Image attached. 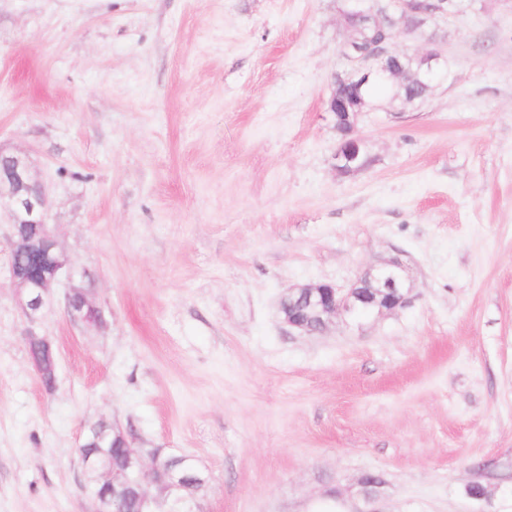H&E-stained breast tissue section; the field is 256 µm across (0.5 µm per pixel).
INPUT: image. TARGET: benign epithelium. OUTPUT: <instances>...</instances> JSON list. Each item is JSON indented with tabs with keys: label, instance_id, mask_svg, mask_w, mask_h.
Here are the masks:
<instances>
[{
	"label": "benign epithelium",
	"instance_id": "1",
	"mask_svg": "<svg viewBox=\"0 0 512 512\" xmlns=\"http://www.w3.org/2000/svg\"><path fill=\"white\" fill-rule=\"evenodd\" d=\"M353 11L366 18L375 27L389 23L391 15L410 14L414 22L402 31L420 34L431 19L455 12L463 0H434L427 9L417 7V0H351ZM439 54L428 51L411 57L391 51L390 42L382 41L371 53L349 56V70L333 76L335 83H351L362 88L372 79L393 83L401 77L415 80L429 89L438 75ZM327 111L339 121L355 126L362 110L355 109L346 100L331 91L326 101ZM364 141L353 138L338 144L333 155L334 167L342 173L366 168ZM0 213L7 216L10 234L7 247L10 256V279L16 288L17 300L28 320L36 322L50 298V290L60 279L69 282L66 295L68 313L76 323L99 329L105 325L102 308L86 298L83 288L86 279L94 278L87 268H77L69 254L60 246L51 208L43 184L35 177L29 156L22 152L5 155L0 152ZM410 293L407 266L391 258L370 267L346 290L331 283L318 282L291 288L288 297L294 306L284 313L289 327L304 334L323 332L332 318L341 316L355 321L364 320L384 311L404 306ZM143 471L108 473L107 482L112 493L128 492L137 498L138 512H154L153 499L143 486ZM374 478L363 475L358 486L362 506L353 512H378V496L362 490L366 481Z\"/></svg>",
	"mask_w": 512,
	"mask_h": 512
}]
</instances>
